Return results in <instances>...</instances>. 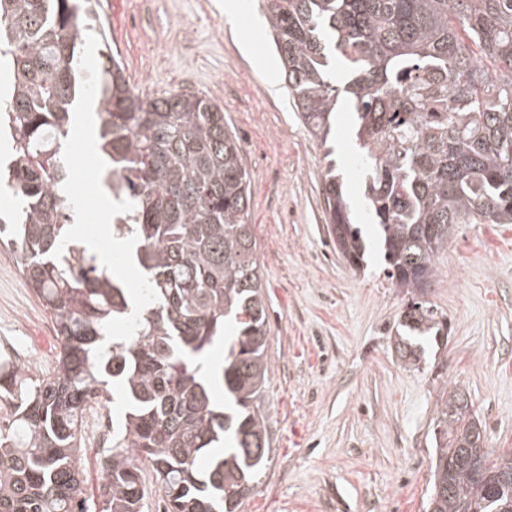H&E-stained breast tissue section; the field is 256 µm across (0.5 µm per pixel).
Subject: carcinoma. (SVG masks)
Masks as SVG:
<instances>
[{
    "instance_id": "cac0c4a2",
    "label": "carcinoma",
    "mask_w": 512,
    "mask_h": 512,
    "mask_svg": "<svg viewBox=\"0 0 512 512\" xmlns=\"http://www.w3.org/2000/svg\"><path fill=\"white\" fill-rule=\"evenodd\" d=\"M269 35L297 118L327 141L339 99L357 115L365 198L386 272L411 295L400 359L447 324L423 299L456 224H512V0H267ZM100 0H0V71L12 76L0 125L13 142L7 182L20 212L8 243L49 312L54 372L0 360V512H89L77 462L91 402L112 387L100 465L101 512H144L145 475L164 512H239L270 453L261 407L268 329L248 224L250 179L224 110L193 94L143 96L109 44ZM101 38L82 76L77 35ZM98 98L96 146L109 194L123 200L112 237L134 245V291L98 256L64 247L73 223L60 141L79 88ZM326 223L353 266L364 261L342 185L329 172ZM127 335L111 336L114 322ZM235 321L224 359L225 321ZM426 512H512V451L483 472L485 429L454 388L437 406Z\"/></svg>"
}]
</instances>
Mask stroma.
Listing matches in <instances>:
<instances>
[{"label": "stroma", "mask_w": 512, "mask_h": 512, "mask_svg": "<svg viewBox=\"0 0 512 512\" xmlns=\"http://www.w3.org/2000/svg\"><path fill=\"white\" fill-rule=\"evenodd\" d=\"M234 20L224 0H102L131 87L213 99L241 146L251 178L249 222L267 305L268 373L262 408L270 462L241 512H425L435 458L437 405L468 393L492 450L512 448V224H458L426 294L448 335L401 361L395 340L407 309L378 255L376 229L339 104L336 138L321 146L298 120L269 40L267 8L242 0ZM333 154L353 222L367 244L361 269L347 265L327 230L326 154ZM66 159L71 194L88 234L102 232L107 193L86 174L98 166L77 150ZM59 341L20 275L15 249L0 246V356L52 373ZM86 413L79 460L85 496L98 512L101 448Z\"/></svg>", "instance_id": "obj_1"}]
</instances>
